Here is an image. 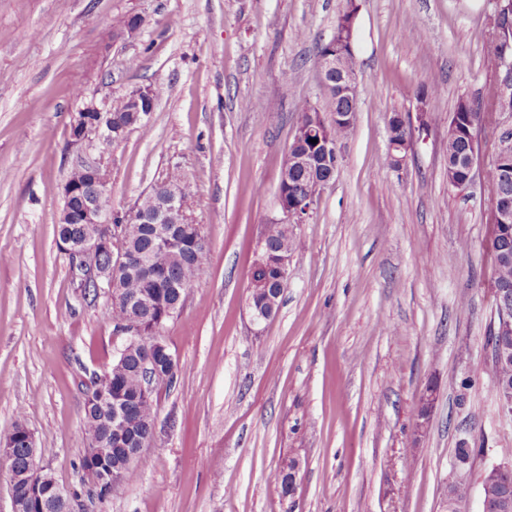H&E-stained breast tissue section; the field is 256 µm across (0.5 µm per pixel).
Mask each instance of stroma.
I'll use <instances>...</instances> for the list:
<instances>
[{"instance_id":"35a3bbf8","label":"stroma","mask_w":512,"mask_h":512,"mask_svg":"<svg viewBox=\"0 0 512 512\" xmlns=\"http://www.w3.org/2000/svg\"><path fill=\"white\" fill-rule=\"evenodd\" d=\"M344 4L0 0V437L24 418L39 465L83 491L85 385L116 355L58 241L85 103L153 91L145 127L86 154L108 165L119 212L179 167L209 248L162 331L178 370L138 478L87 512H446L462 446L475 451L462 512H482L486 469L512 462L488 343L489 193L482 177L460 192L447 176L456 102L493 76L492 0H358L355 125L293 228L277 315L251 320L257 242L280 216L301 113L325 95L317 50ZM128 14L143 26L113 38ZM425 85L428 129L388 168V118L415 116ZM289 457L299 470L284 495L273 482Z\"/></svg>"}]
</instances>
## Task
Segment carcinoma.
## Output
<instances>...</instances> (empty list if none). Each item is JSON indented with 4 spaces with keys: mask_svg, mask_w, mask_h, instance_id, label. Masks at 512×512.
I'll return each mask as SVG.
<instances>
[{
    "mask_svg": "<svg viewBox=\"0 0 512 512\" xmlns=\"http://www.w3.org/2000/svg\"><path fill=\"white\" fill-rule=\"evenodd\" d=\"M357 0H345L342 15L337 18L334 38L346 45H354V33L348 23L357 17ZM131 91L112 99V116L131 119L133 106ZM350 108L348 102L330 91L317 109L308 106L304 111L314 112L323 131L334 141H340L350 127L336 120V113ZM501 112L512 113V100L497 98L489 91L475 101L468 97L458 99L448 123V185L461 190L466 187V168L470 157L478 153L479 140L471 133L479 130H495L493 118ZM288 152L294 156L313 153V145L307 133L295 129ZM512 169V156L500 161L494 155L484 170V180L489 188L490 199L504 193L512 195V179L504 180L503 169ZM328 168L322 159H316L313 171L308 172L297 164L288 167V203L300 198L314 196L319 182L327 178ZM165 190L139 197L129 212L113 215L112 231L118 233L119 241L127 251L136 254L140 263L121 276V287L126 299L134 301L137 316L136 334L112 364L101 373H93L86 386L83 403L82 431L88 449L97 451L100 463L95 465L83 457L81 467L92 488L89 492L104 503L112 495L132 483L137 473L122 468L126 449L138 448L141 442L149 441L154 433L158 415L157 393L160 388L173 384L176 365L166 356L150 351L151 344L161 338L165 324L173 318L183 305L185 293L195 281L199 268L194 263V251L207 247L199 224H183L181 218L171 215V226L181 239V246L172 252L160 255L153 246V225L141 222V213L157 210L163 201ZM102 224H60L59 237L81 241L86 236L103 233ZM265 245L273 252L291 253L296 247L293 229L289 224L269 223L264 225ZM492 281L512 286V258L494 263ZM252 297L257 300L270 294L282 293L274 271L256 268L252 272ZM102 314L114 325L128 318L125 305L112 302L103 304ZM120 397L127 405L126 425L122 435L112 430V398ZM26 427L18 421L11 432L0 437V472L26 474L32 464L31 450L18 439L21 429ZM483 494L512 498V472L500 476L498 482L483 489ZM41 498L37 485L22 481L17 487V502L21 512H32L29 502Z\"/></svg>",
    "mask_w": 512,
    "mask_h": 512,
    "instance_id": "obj_1",
    "label": "carcinoma"
}]
</instances>
